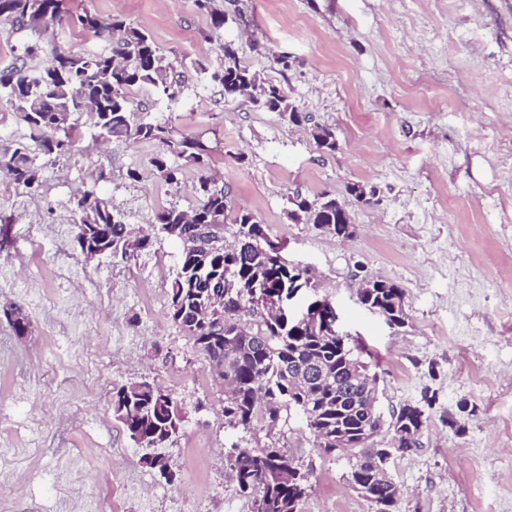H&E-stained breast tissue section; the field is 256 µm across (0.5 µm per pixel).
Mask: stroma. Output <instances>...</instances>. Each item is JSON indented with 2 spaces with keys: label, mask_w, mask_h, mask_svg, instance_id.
<instances>
[{
  "label": "stroma",
  "mask_w": 512,
  "mask_h": 512,
  "mask_svg": "<svg viewBox=\"0 0 512 512\" xmlns=\"http://www.w3.org/2000/svg\"><path fill=\"white\" fill-rule=\"evenodd\" d=\"M216 3L242 61L332 127L336 152H320L307 127L201 83L199 65L217 66L220 50L194 0H64L132 22L183 72L177 100L138 90L135 101L148 118L203 134L234 203L286 241L287 259L312 268L343 329L371 351L382 410L436 391L421 446L391 466L401 489L392 512H512V0ZM81 147L47 164L39 196L0 188V211L15 215L0 226V449L19 451L0 475V512H143L133 478L153 512H250L224 466L240 437L224 426V388L168 314L181 247L149 224L159 208H191L190 189L128 178L156 145L103 149L87 135ZM99 165L111 174L103 191L152 234L137 255L88 261L73 246L69 211ZM356 182L378 201L349 202L352 239L289 220L288 196L341 197ZM60 254L73 268L65 279L49 274ZM362 268L404 288L405 328L358 303ZM13 303L30 320L26 335L5 315ZM114 330L125 344H112ZM144 379L185 408L165 449L171 484L128 458L135 445L112 411L113 387ZM462 400L473 415H459ZM247 438L311 470L303 512H374L345 456L315 447L301 414Z\"/></svg>",
  "instance_id": "stroma-1"
}]
</instances>
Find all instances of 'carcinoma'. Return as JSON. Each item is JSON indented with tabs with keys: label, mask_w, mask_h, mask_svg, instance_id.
<instances>
[{
	"label": "carcinoma",
	"mask_w": 512,
	"mask_h": 512,
	"mask_svg": "<svg viewBox=\"0 0 512 512\" xmlns=\"http://www.w3.org/2000/svg\"><path fill=\"white\" fill-rule=\"evenodd\" d=\"M194 2L209 18L212 31L220 34L226 19L215 0ZM0 23L13 31L30 32L12 62L0 68V105L9 108L0 117H9L24 129L20 136H0V174L15 191L30 195L43 186L41 160L52 162L80 152L82 126L103 144L155 143L160 152L150 159L153 174L176 185L186 174H194L191 191L196 197L189 210L158 209L153 224L159 232L181 244L199 243L215 274L232 267L242 277H261L271 297L292 289L314 290L308 270L283 261V244L270 239L267 225L252 211L234 206L224 182L211 173L212 156L201 137L147 120L137 112L134 91L149 89L158 98L172 101L183 87L177 66L161 54L147 32L123 17L66 11L63 0H0ZM65 31L90 35L104 45L73 52L59 40ZM220 50L218 66L202 71L208 84L222 89L225 99L277 112L289 125L308 124L318 149L336 151L335 131L311 123L284 87L265 80L241 60L234 41L222 42ZM288 203V217L296 224L316 228L330 224L331 235L341 239L354 235L346 201L330 192L312 200L295 194ZM69 223L88 259L95 258L97 248L127 255L150 245L149 237L132 235L125 212L94 186L76 200ZM197 261L198 255L181 251V273L170 286L169 313L208 362L224 360V426L245 433L258 425L273 428L282 413L295 409L305 418L315 445L327 453L335 451L334 435L346 434L351 443V484L375 504V512H391L400 487L393 480L378 479V469L390 467L396 456L420 447L436 395L426 389L419 401L392 411L382 439L366 441V432L378 428L380 421V413L372 416L363 409L377 391L378 376L362 359L367 353L362 342L324 329L321 308L328 299L311 298L312 316L303 325L265 316L250 304L227 299L216 302V312L204 322L199 307L210 301L211 288L193 281ZM362 296L387 325H407L408 316H393L394 307H404L405 292L398 284L376 280L363 288ZM312 362L326 370L323 381L309 387L297 385L299 368ZM112 410L133 441L153 450L143 457L145 465L172 482L158 449L166 447L183 422L181 402L161 386L141 380L113 390ZM225 465L236 492L251 499V512H302L313 491L309 472L274 446L235 443Z\"/></svg>",
	"instance_id": "cac0c4a2"
}]
</instances>
